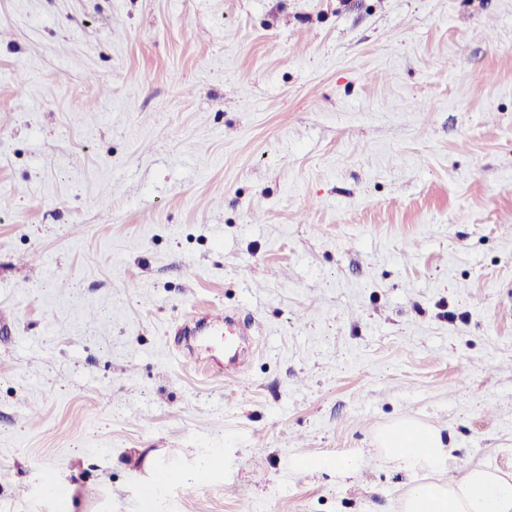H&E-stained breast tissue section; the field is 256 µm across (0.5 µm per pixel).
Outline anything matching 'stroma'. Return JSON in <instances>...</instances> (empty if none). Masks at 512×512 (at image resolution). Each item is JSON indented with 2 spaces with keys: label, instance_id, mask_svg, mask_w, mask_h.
<instances>
[{
  "label": "stroma",
  "instance_id": "1",
  "mask_svg": "<svg viewBox=\"0 0 512 512\" xmlns=\"http://www.w3.org/2000/svg\"><path fill=\"white\" fill-rule=\"evenodd\" d=\"M402 418L512 467V0H0V512H396ZM206 319L210 327L214 329H221L224 327V343H212L209 346V349L213 352L221 351L224 348V351L227 353H231L232 351L237 353L235 346L236 336H246L247 330H251L253 328L252 322L242 326L238 320L229 315L226 311L209 312L206 315Z\"/></svg>",
  "mask_w": 512,
  "mask_h": 512
}]
</instances>
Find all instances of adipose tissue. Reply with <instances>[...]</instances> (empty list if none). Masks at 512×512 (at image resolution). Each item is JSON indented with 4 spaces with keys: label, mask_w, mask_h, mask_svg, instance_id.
I'll return each mask as SVG.
<instances>
[{
    "label": "adipose tissue",
    "mask_w": 512,
    "mask_h": 512,
    "mask_svg": "<svg viewBox=\"0 0 512 512\" xmlns=\"http://www.w3.org/2000/svg\"><path fill=\"white\" fill-rule=\"evenodd\" d=\"M378 459L405 471L398 512H512V471L481 463L448 474L450 448L440 428L399 420L374 438Z\"/></svg>",
    "instance_id": "obj_1"
}]
</instances>
